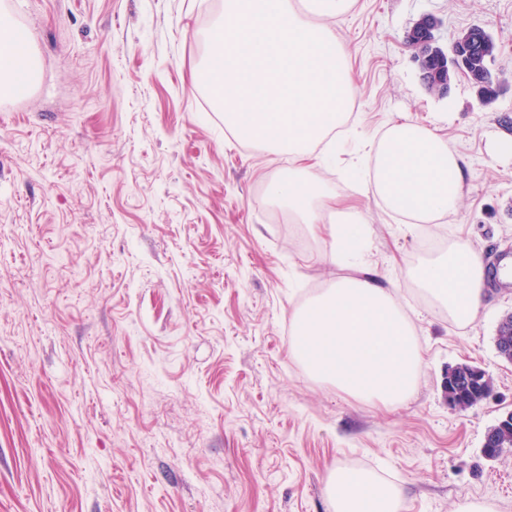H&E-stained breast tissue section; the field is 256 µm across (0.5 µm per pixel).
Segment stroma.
<instances>
[{"label": "stroma", "instance_id": "obj_1", "mask_svg": "<svg viewBox=\"0 0 512 512\" xmlns=\"http://www.w3.org/2000/svg\"><path fill=\"white\" fill-rule=\"evenodd\" d=\"M37 56L31 91L0 97V512H328L331 469L400 487L404 512L484 499L512 512V454L482 453L512 412L494 337L512 279L459 327L408 276L428 242L512 251V0H355L351 133L321 168L360 200L366 265L413 318L417 387L385 410L313 379L288 352L291 311L354 275L266 195L287 155L240 142L193 74L224 0H9ZM425 13L450 48L483 25L497 99L464 76L428 89L406 45ZM409 120L466 161L457 213L408 226L363 194L364 142ZM495 389L461 412L448 372Z\"/></svg>", "mask_w": 512, "mask_h": 512}]
</instances>
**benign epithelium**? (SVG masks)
<instances>
[{"label": "benign epithelium", "instance_id": "obj_1", "mask_svg": "<svg viewBox=\"0 0 512 512\" xmlns=\"http://www.w3.org/2000/svg\"><path fill=\"white\" fill-rule=\"evenodd\" d=\"M438 27L439 20L434 15L422 14L407 34V43L413 50L414 59L417 61L423 81L435 85L439 94L446 95L451 88V80L448 79V76L461 73L468 78L471 77L466 62L469 53V49L466 47L468 39H456L450 50L446 51L437 44L435 31ZM434 56L444 57L448 60V75L435 81L432 80L427 66V60Z\"/></svg>", "mask_w": 512, "mask_h": 512}]
</instances>
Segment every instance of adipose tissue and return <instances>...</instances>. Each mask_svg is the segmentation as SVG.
<instances>
[{"label": "adipose tissue", "instance_id": "1", "mask_svg": "<svg viewBox=\"0 0 512 512\" xmlns=\"http://www.w3.org/2000/svg\"><path fill=\"white\" fill-rule=\"evenodd\" d=\"M353 0H224L208 34L198 78L218 89L225 127L291 166L267 194L288 207L292 223L309 224L330 240V261L358 274L336 282L291 315L290 355L309 374L355 399L394 408L415 392L421 352L416 326L391 289L367 270L363 255L372 228L363 211L343 203L319 177L334 149L355 92L348 50L334 22ZM32 38L0 0V96L25 89L18 69L31 59ZM366 194L410 224H434L462 201L464 160L426 126L391 124L365 151ZM449 321L465 327L477 318L488 279L482 255L458 238L420 259L410 272ZM329 512H403L398 486L366 470L334 468L327 480Z\"/></svg>", "mask_w": 512, "mask_h": 512}]
</instances>
